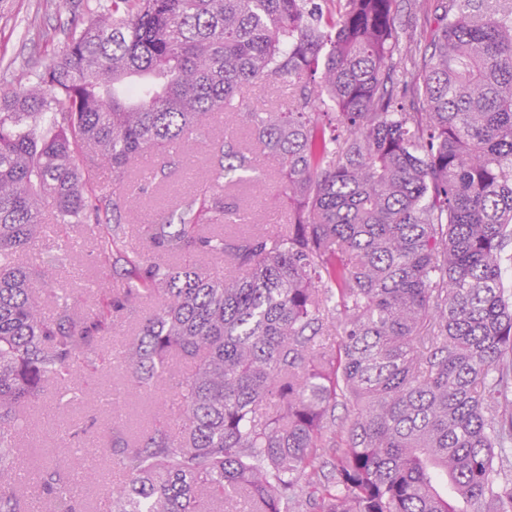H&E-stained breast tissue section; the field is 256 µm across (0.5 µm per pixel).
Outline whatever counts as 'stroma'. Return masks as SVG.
Segmentation results:
<instances>
[{
  "mask_svg": "<svg viewBox=\"0 0 512 512\" xmlns=\"http://www.w3.org/2000/svg\"><path fill=\"white\" fill-rule=\"evenodd\" d=\"M74 17L71 11L57 12L46 0H0V93L18 84L21 69H41L52 62L67 41ZM31 21L49 32V40L24 39V28ZM435 25V16L427 7L415 5L414 0H401L396 27L403 43L424 51ZM294 92L288 83L258 80L244 85L240 97L248 107L284 112ZM224 130V125L211 122L208 132L186 143L183 151L191 159L190 167L173 161L138 204L123 215L129 241L145 256L153 258L157 252L146 238L144 226L178 209L183 196L205 185L249 217L248 223L224 226L227 237L258 230L278 234L288 226L291 208L279 193L281 176L272 158L260 159L262 185L242 183L230 175L215 178L214 148ZM99 232L96 224H67L62 235L76 240L74 249L60 252L59 237L54 236L36 247L46 262V279L70 290L79 312L99 302L101 287L115 288L121 283L120 273L104 270L97 262ZM179 415V399L172 382L135 387L127 378L125 366L113 360L95 377L78 373L69 385L48 387L28 408L15 441L22 464L37 471H86L76 502L78 512H112L106 488L124 478L112 460L113 426H122L127 435L137 438L160 422L176 427Z\"/></svg>",
  "mask_w": 512,
  "mask_h": 512,
  "instance_id": "obj_1",
  "label": "stroma"
}]
</instances>
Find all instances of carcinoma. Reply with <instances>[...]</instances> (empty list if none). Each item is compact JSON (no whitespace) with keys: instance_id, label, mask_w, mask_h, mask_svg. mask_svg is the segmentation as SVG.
<instances>
[{"instance_id":"obj_1","label":"carcinoma","mask_w":512,"mask_h":512,"mask_svg":"<svg viewBox=\"0 0 512 512\" xmlns=\"http://www.w3.org/2000/svg\"><path fill=\"white\" fill-rule=\"evenodd\" d=\"M85 0L62 52L0 94V512H29L7 444L49 384L94 370L112 317L154 302L123 363L144 388L180 375V431L112 430L125 481L112 512H208L244 490L251 512H512V0H435L410 93L397 0ZM288 80L286 112L237 100ZM247 126L284 174L280 234L230 241L239 218L201 189L127 250L125 173L163 164L212 115ZM216 176L258 181L257 156L218 143ZM112 169V190L93 171ZM56 224H104L99 263L124 284L47 315L43 272L18 263ZM336 332V343L325 333ZM352 414L336 424L338 399ZM73 512L68 474L42 482Z\"/></svg>"}]
</instances>
